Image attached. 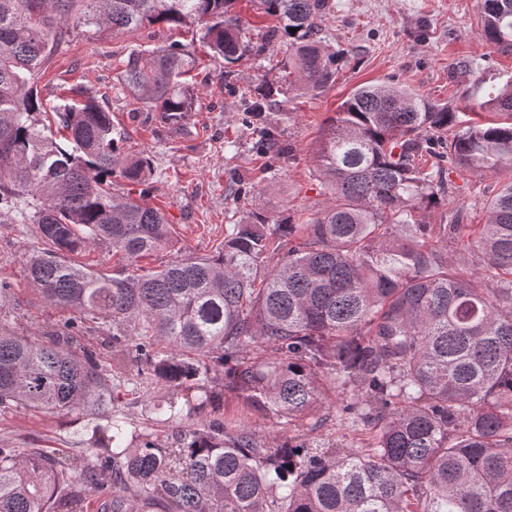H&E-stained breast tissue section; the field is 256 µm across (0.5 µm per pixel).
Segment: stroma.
I'll return each mask as SVG.
<instances>
[{"mask_svg": "<svg viewBox=\"0 0 512 512\" xmlns=\"http://www.w3.org/2000/svg\"><path fill=\"white\" fill-rule=\"evenodd\" d=\"M323 25L326 42L344 50L347 60L333 84L317 95H290L265 113L267 125L293 150L280 158L256 146L251 127L238 110L242 94L260 80L280 81L284 50L266 42L277 23L260 0H236L233 10L250 26L255 42L266 43L263 55L225 65L201 41L199 26L169 28L146 25L132 31L69 28L63 43L47 60L37 89L47 103H55L61 87L82 84L98 93L121 131L125 151L150 157L151 179L141 185L120 180L113 188L132 194L162 211L174 229L168 248L140 259L152 270L185 255L217 254L226 224L254 212H289L302 223L325 199L316 171L321 140L339 105L362 85L400 83L433 101L464 111L469 100L486 98L512 76V52L489 44L481 36L477 17L480 0H332ZM173 42L188 45L196 64L191 80L196 88L195 110L187 127L173 132L128 90L121 81L131 49H151ZM500 182L499 173L486 171L453 178L451 189L432 210V223L456 219L463 224L483 221L482 203ZM42 248L29 224L0 223V278L13 286L11 301L0 309V323L16 333L40 341L42 326L61 319V312L43 307L23 276L27 259ZM201 391L185 392L196 411L169 422L155 421V410L169 398L165 386H155L149 404H133L128 383L114 388L116 410L144 424L159 447L170 445L177 432L209 420L245 418L267 437H308L339 448L356 444L360 434L338 428L335 405L326 403L312 418L295 425L265 410L246 409L237 392L224 385L223 371L213 374ZM79 412L45 414L20 407L0 408V446L40 448L49 452L86 447L89 434Z\"/></svg>", "mask_w": 512, "mask_h": 512, "instance_id": "1", "label": "stroma"}]
</instances>
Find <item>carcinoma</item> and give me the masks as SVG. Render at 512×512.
<instances>
[{
  "label": "carcinoma",
  "mask_w": 512,
  "mask_h": 512,
  "mask_svg": "<svg viewBox=\"0 0 512 512\" xmlns=\"http://www.w3.org/2000/svg\"><path fill=\"white\" fill-rule=\"evenodd\" d=\"M234 0H0V223L21 215L44 248L24 276L69 316L35 343L0 325V407L78 411L92 447L78 463L0 447V512H83L82 490L112 474L98 512H512V80L459 113L399 84L355 89L329 119L317 156L328 203L307 224L260 212L224 229L215 255L139 273L169 246L158 209L113 190L139 184L150 159L128 154L93 92L49 105L36 76L68 26L112 31L197 23L214 54L256 53ZM279 20L288 88L260 81L240 101L261 121L290 91L316 95L347 54L325 44L331 0H261ZM480 31L512 49V0H481ZM185 45L132 50L124 86L168 125L194 110ZM51 112L65 142L40 116ZM505 172L482 224H432L455 171ZM288 242V259H266ZM121 253L110 273L69 261ZM112 322V368L133 361L169 388L203 389L212 367L245 403L287 422L335 391L336 420L369 427L352 448L270 442L236 420L211 421L157 448L113 410L110 377L75 340ZM260 349L266 358L252 360Z\"/></svg>",
  "instance_id": "1"
}]
</instances>
